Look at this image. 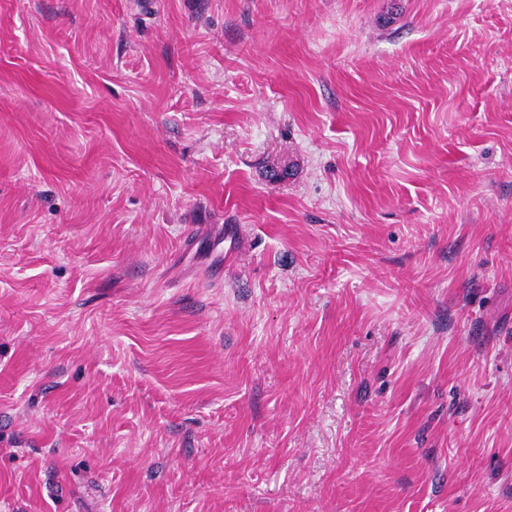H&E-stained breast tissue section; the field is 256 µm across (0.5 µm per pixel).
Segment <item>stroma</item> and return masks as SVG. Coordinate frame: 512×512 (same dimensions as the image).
I'll use <instances>...</instances> for the list:
<instances>
[{"label":"stroma","mask_w":512,"mask_h":512,"mask_svg":"<svg viewBox=\"0 0 512 512\" xmlns=\"http://www.w3.org/2000/svg\"><path fill=\"white\" fill-rule=\"evenodd\" d=\"M0 512H512V0H0Z\"/></svg>","instance_id":"35a3bbf8"}]
</instances>
